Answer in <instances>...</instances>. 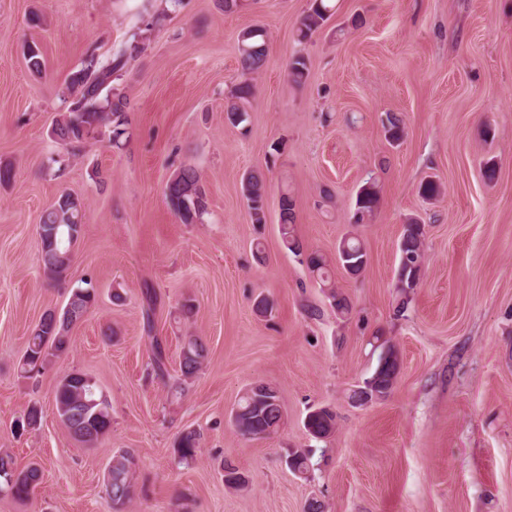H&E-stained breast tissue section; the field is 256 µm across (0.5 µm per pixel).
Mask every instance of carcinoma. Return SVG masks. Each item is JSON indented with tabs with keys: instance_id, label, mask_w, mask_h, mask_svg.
<instances>
[{
	"instance_id": "carcinoma-1",
	"label": "carcinoma",
	"mask_w": 512,
	"mask_h": 512,
	"mask_svg": "<svg viewBox=\"0 0 512 512\" xmlns=\"http://www.w3.org/2000/svg\"><path fill=\"white\" fill-rule=\"evenodd\" d=\"M333 5L330 0H312L308 11L301 17L297 28L300 42L310 39L330 17ZM143 30H134L127 43L105 57L89 56L80 68L72 71L66 82L64 102L65 112L59 115L52 126L51 134L56 142L69 147L75 153L89 139L108 135L109 142L119 148L127 140L126 97L115 87L130 62L144 49ZM240 81L236 84L230 101L225 107L227 119L234 125L246 120V103L253 96L252 75L258 73L266 64V33L260 27L244 29L238 38ZM26 59L29 70L42 74L44 62L38 46H28ZM307 60L303 55L292 57L288 65V77L300 83L308 76ZM383 127L389 140L398 142L404 135L402 120L388 113ZM242 193L247 200L252 223H265V178L259 171L249 172L242 181ZM165 198L184 224L199 222L207 212L205 192L200 185V177L192 165H183L176 170L165 186ZM280 234L288 250L297 257L302 256V243L294 233V200L284 192L280 196ZM379 204V192L374 183L368 182L357 193L355 201V223H363ZM82 204L70 193L61 194L40 217L38 233L41 242V259L47 277L58 280L64 276L73 261V237L81 235ZM424 225L411 218L404 224L399 242V265L396 284L398 302L396 314L402 316L408 310L411 295L417 287L424 258ZM336 262L352 274H360L366 266V252L362 242L347 236L338 244ZM330 260L322 254L311 253L306 258L308 271L318 277L329 288V299L336 313L344 316L350 313L351 304L347 297L336 293L335 287L328 283ZM146 332L150 336L151 368L156 378L169 386L170 398L180 399L181 382L190 379L201 368L207 357V347L198 337H189L182 345L179 360L180 380L171 381L168 369V353L162 338L152 335L153 315L158 296L147 289L143 292ZM97 291L91 283L72 289L66 306L70 307L73 318L66 321H53L52 317L42 315L28 339L21 368L32 372L44 366L52 357L65 354L71 347L70 330L81 322L95 305ZM377 364L363 384L351 391L349 399L353 404H363V395L371 393L376 398L388 396L396 383L399 370V351L395 344L379 336ZM54 401L57 415L71 438L93 445L99 441L112 426V405L101 393L97 392L95 382L80 371H71L59 380ZM237 409L241 413L233 416L234 425L239 433L250 439H263L279 427L282 410L277 391L267 385H257L248 389L239 399ZM41 419V411L31 407L15 423V430L26 432L35 428ZM304 428L313 433V438L324 439L334 433L336 416L326 407L315 408L304 419ZM199 436L194 431L181 434L174 447L178 462L189 466L197 460ZM312 451L296 450L287 454L288 466H296L306 473L311 466ZM137 458L129 450L112 457L108 470L112 480L105 481V492L112 512H125L126 507L136 495L134 474ZM41 478L37 466L24 469L16 467L13 458L0 454V491L4 490L12 498L24 501L30 497Z\"/></svg>"
}]
</instances>
